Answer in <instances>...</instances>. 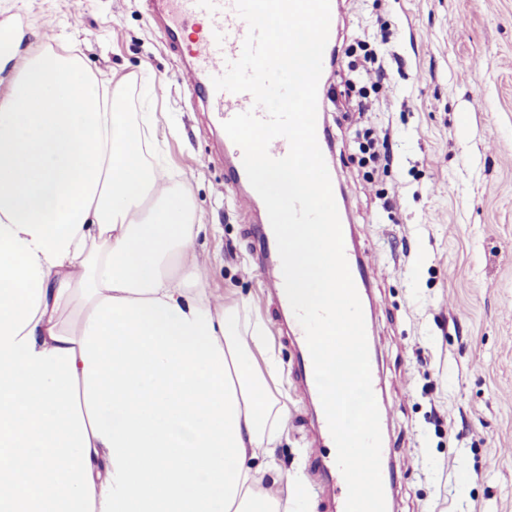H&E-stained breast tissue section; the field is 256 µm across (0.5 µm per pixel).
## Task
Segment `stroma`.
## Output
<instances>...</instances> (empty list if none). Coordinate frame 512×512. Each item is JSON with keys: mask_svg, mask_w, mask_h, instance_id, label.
I'll return each mask as SVG.
<instances>
[{"mask_svg": "<svg viewBox=\"0 0 512 512\" xmlns=\"http://www.w3.org/2000/svg\"><path fill=\"white\" fill-rule=\"evenodd\" d=\"M337 45L377 43L403 59L388 91L370 94L367 125L388 132L395 162L369 173L353 135L357 92L346 70L324 77L329 162L345 189L357 244L379 266L370 290L395 512H512V0H343ZM0 99L30 49L74 45L86 68L127 76L132 116L162 124L150 154L189 187L206 232L193 252L209 286L261 325L278 364L270 385L288 422L261 492L296 477L288 512H337L311 473L309 403L297 393V347L276 335L279 307L253 275L259 211L226 185L224 130L195 106L184 64L151 17L149 0H0ZM167 81L154 96L141 80Z\"/></svg>", "mask_w": 512, "mask_h": 512, "instance_id": "1", "label": "stroma"}]
</instances>
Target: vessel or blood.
<instances>
[{
	"mask_svg": "<svg viewBox=\"0 0 512 512\" xmlns=\"http://www.w3.org/2000/svg\"><path fill=\"white\" fill-rule=\"evenodd\" d=\"M153 20L160 25L167 37V43L181 57L190 58L191 68L184 75L187 88L213 112L220 121H227L234 115L255 110L257 116H264V109L254 106V99L248 93H230L216 90L212 79L222 75L228 62L237 60L243 50L248 32L247 23L237 14L234 0H152ZM231 155L229 182L237 191V198L246 208H253L257 200L243 166V153L233 142L226 141ZM344 252L357 293H367L377 277V269L368 256L361 253L356 244V227L350 219L341 221ZM258 245L262 258L252 268L253 274L269 288L279 300H286L284 277L276 272L279 259L276 237L271 224H263L258 232ZM281 331L287 332L302 345L303 352L295 370L297 389L311 398L319 393L314 378V369L305 332L296 316L278 323ZM332 436L326 418H319L313 431L314 453L310 456L312 466L320 471L335 472L336 486L345 489L343 476L337 473L335 457L327 455L326 444Z\"/></svg>",
	"mask_w": 512,
	"mask_h": 512,
	"instance_id": "vessel-or-blood-1",
	"label": "vessel or blood"
}]
</instances>
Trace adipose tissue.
Listing matches in <instances>:
<instances>
[{"mask_svg": "<svg viewBox=\"0 0 512 512\" xmlns=\"http://www.w3.org/2000/svg\"><path fill=\"white\" fill-rule=\"evenodd\" d=\"M121 89L41 45L0 99V512H280L266 336Z\"/></svg>", "mask_w": 512, "mask_h": 512, "instance_id": "ef3b65f1", "label": "adipose tissue"}]
</instances>
